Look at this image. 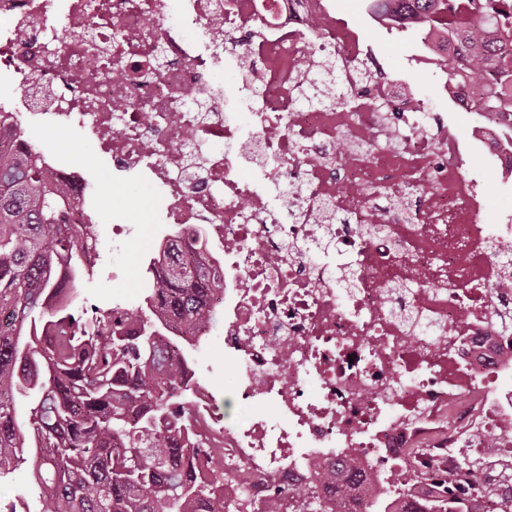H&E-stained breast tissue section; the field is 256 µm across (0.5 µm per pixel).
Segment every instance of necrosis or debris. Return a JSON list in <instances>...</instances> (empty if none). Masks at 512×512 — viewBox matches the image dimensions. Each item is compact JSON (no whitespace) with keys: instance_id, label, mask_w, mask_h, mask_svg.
I'll return each mask as SVG.
<instances>
[{"instance_id":"4bbe7bcc","label":"necrosis or debris","mask_w":512,"mask_h":512,"mask_svg":"<svg viewBox=\"0 0 512 512\" xmlns=\"http://www.w3.org/2000/svg\"><path fill=\"white\" fill-rule=\"evenodd\" d=\"M327 2L0 0V73L16 87L0 143L42 155L77 199L67 223H91V185L25 125L87 133L113 171L161 194L171 231L202 229L237 394L270 406L227 423L197 394L196 419L224 436V512H266L276 494L302 512L298 487L316 512H366L328 485L339 460L385 501L430 495V468L481 488L485 512H512V227L478 222L447 116L377 76ZM61 26L80 39L60 44ZM322 56L345 107L297 103ZM225 59L244 76L223 92L208 76Z\"/></svg>"}]
</instances>
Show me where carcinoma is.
I'll list each match as a JSON object with an SVG mask.
<instances>
[{
  "label": "carcinoma",
  "instance_id": "obj_1",
  "mask_svg": "<svg viewBox=\"0 0 512 512\" xmlns=\"http://www.w3.org/2000/svg\"><path fill=\"white\" fill-rule=\"evenodd\" d=\"M370 17L421 15L435 31L448 81L468 73L480 112L512 106V0H366ZM336 61L320 60L303 105L331 106ZM76 201L39 157L0 152V478L33 449L39 501L25 512H224V460L201 447L185 375L193 341L221 321L189 235L162 245L146 308L90 310L77 295L98 240L63 223ZM418 512H481L455 487Z\"/></svg>",
  "mask_w": 512,
  "mask_h": 512
}]
</instances>
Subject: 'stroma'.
Here are the masks:
<instances>
[{"label":"stroma","instance_id":"obj_1","mask_svg":"<svg viewBox=\"0 0 512 512\" xmlns=\"http://www.w3.org/2000/svg\"><path fill=\"white\" fill-rule=\"evenodd\" d=\"M331 3L333 16L358 31L362 44L377 57L389 79L408 85L425 107L447 113L450 131L466 146L465 172L480 185L482 219L512 225V171L502 172L488 165L471 137L483 119L479 114L460 112L452 106L446 94L448 76L444 70L424 60L421 47L407 34L373 20L365 11L363 0H331ZM29 134L45 141L75 168L88 172L95 185V196L88 200L87 206L98 218L88 231L99 240L100 259L92 273L78 282V303L103 309L140 308L146 271L144 247L133 239L121 250H113L112 216L120 214L126 224L149 223L150 189L134 176L113 175L111 166L99 160L89 137L47 133L36 127L30 128ZM190 368L196 382L215 396L225 421H236L246 412L247 407L235 389V371L224 364V338L219 330H212L192 350Z\"/></svg>","mask_w":512,"mask_h":512}]
</instances>
